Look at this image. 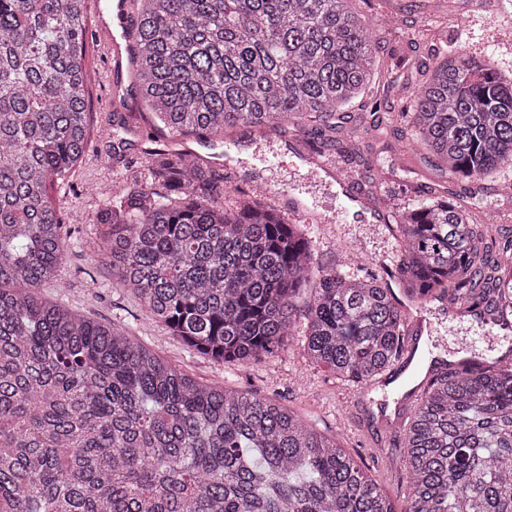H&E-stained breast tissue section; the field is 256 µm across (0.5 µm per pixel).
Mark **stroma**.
I'll use <instances>...</instances> for the list:
<instances>
[{
  "label": "stroma",
  "mask_w": 512,
  "mask_h": 512,
  "mask_svg": "<svg viewBox=\"0 0 512 512\" xmlns=\"http://www.w3.org/2000/svg\"><path fill=\"white\" fill-rule=\"evenodd\" d=\"M353 7L368 17L388 14L401 22L381 43L374 90L356 100L336 131L314 123L260 141L250 128L230 130L239 153L229 161L223 143L157 130L136 93L132 44L122 43L123 68L113 70V56L100 42L96 23L88 22L86 64L94 76L88 87L89 141L68 175L49 188L70 241L56 280L44 285L40 295L125 329L202 383L276 400L320 432L338 435L342 448L365 466L395 512H408L411 478L401 447L402 424L415 403L407 392L426 378V367L395 365L383 379L356 386L311 362L300 333L261 362L218 363L153 321L136 294L101 261L103 228L97 214L107 197L131 177L146 175L149 148L171 152L179 141L224 173L225 188L252 195L256 182L267 183L268 197L306 224L315 256L326 267L350 265L359 257L371 269L390 259L394 240L386 225L355 203L346 211L337 209L343 194L357 195L375 184L388 196L391 210L439 196L466 207L478 223H498L504 237L512 236V199L497 192L499 182L512 180V167L481 182L450 176L428 152L410 149V131L397 117L424 79L426 64L454 44L490 57L512 81V0H353ZM272 151L280 154V165L256 169V155ZM315 154L354 171L357 183L346 190L326 174L309 173L305 160ZM313 211L327 216V223H308ZM404 310L408 322L420 317L431 323L432 349L446 360H490L512 348V334L500 339L488 334L486 326L450 302L408 300Z\"/></svg>",
  "instance_id": "35a3bbf8"
}]
</instances>
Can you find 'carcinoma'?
Here are the masks:
<instances>
[{
	"label": "carcinoma",
	"instance_id": "1",
	"mask_svg": "<svg viewBox=\"0 0 512 512\" xmlns=\"http://www.w3.org/2000/svg\"><path fill=\"white\" fill-rule=\"evenodd\" d=\"M349 0H139L141 103L171 134L218 138L329 120L371 91L386 27ZM85 0H0V512H394L336 440L280 404L203 384L128 332L43 299L68 239L47 187L88 144ZM412 143L481 180L512 167V82L461 48L428 66ZM98 215L112 273L199 353L248 364L295 332L366 385L405 346L390 282L324 268L275 205L223 195L196 158L148 152ZM411 299L451 295L512 322V263L486 228L427 198L388 215ZM408 512H512V364L436 369L403 433Z\"/></svg>",
	"mask_w": 512,
	"mask_h": 512
}]
</instances>
